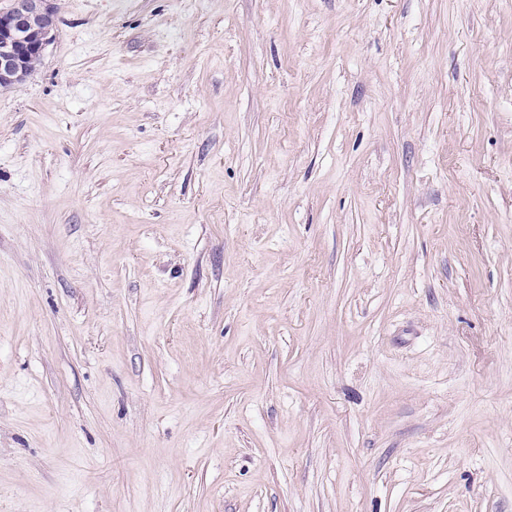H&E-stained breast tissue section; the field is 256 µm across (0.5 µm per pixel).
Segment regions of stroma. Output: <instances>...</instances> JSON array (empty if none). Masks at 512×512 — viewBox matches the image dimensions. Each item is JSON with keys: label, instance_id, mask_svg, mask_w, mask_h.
<instances>
[{"label": "stroma", "instance_id": "obj_1", "mask_svg": "<svg viewBox=\"0 0 512 512\" xmlns=\"http://www.w3.org/2000/svg\"><path fill=\"white\" fill-rule=\"evenodd\" d=\"M0 512H512V0H59Z\"/></svg>", "mask_w": 512, "mask_h": 512}]
</instances>
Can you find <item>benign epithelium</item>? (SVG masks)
<instances>
[{
	"label": "benign epithelium",
	"instance_id": "obj_1",
	"mask_svg": "<svg viewBox=\"0 0 512 512\" xmlns=\"http://www.w3.org/2000/svg\"><path fill=\"white\" fill-rule=\"evenodd\" d=\"M58 7L54 0H10L0 9V83L10 87L32 73L51 41Z\"/></svg>",
	"mask_w": 512,
	"mask_h": 512
}]
</instances>
